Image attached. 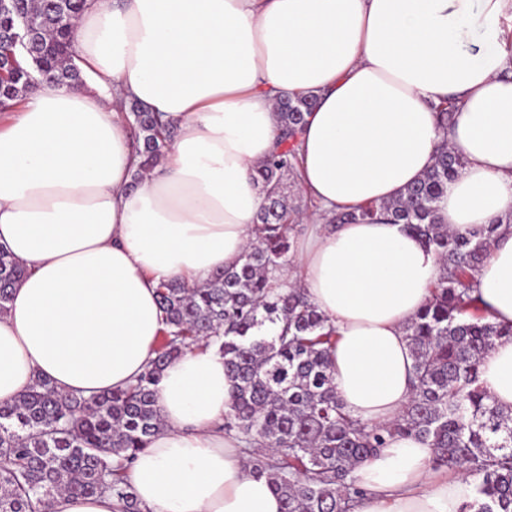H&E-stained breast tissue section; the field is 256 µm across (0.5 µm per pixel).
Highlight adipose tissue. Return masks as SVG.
Listing matches in <instances>:
<instances>
[{
	"label": "adipose tissue",
	"mask_w": 512,
	"mask_h": 512,
	"mask_svg": "<svg viewBox=\"0 0 512 512\" xmlns=\"http://www.w3.org/2000/svg\"><path fill=\"white\" fill-rule=\"evenodd\" d=\"M511 16L512 0H89L75 37L86 86L29 92L0 129V248L26 271L0 316V404L38 377L86 397L132 383L162 328L159 286L204 284L254 242L275 103L312 94L297 171L316 209L277 283L303 289L335 327L347 412L395 420L412 395L405 327L441 261L404 225L329 218L398 198L449 144L465 163L438 221L456 234L498 223L477 292L488 320L512 325ZM449 100L444 132L437 108ZM129 102L177 128L134 189ZM479 379L512 407V337L484 354ZM157 391L166 427L128 472L146 512H283L223 429V355L195 345ZM433 458L429 440L390 439L353 473L365 492L356 512H460L473 478Z\"/></svg>",
	"instance_id": "adipose-tissue-1"
}]
</instances>
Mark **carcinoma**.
Listing matches in <instances>:
<instances>
[{
    "label": "carcinoma",
    "instance_id": "carcinoma-1",
    "mask_svg": "<svg viewBox=\"0 0 512 512\" xmlns=\"http://www.w3.org/2000/svg\"><path fill=\"white\" fill-rule=\"evenodd\" d=\"M86 5L87 0H19L17 8L0 10V28L21 27L34 35L28 56L0 42L3 105L47 80L56 86L83 83L73 63V20ZM315 104L313 95L278 100L280 145L257 171L264 202L256 241L240 264L201 286L160 285L163 328L155 357L135 383L84 397L63 394L39 378L14 402L0 405V512H49L58 494L107 493L119 512H142L124 475L165 429L156 405L161 375L200 341L224 355L234 382L224 431L246 444L251 472L268 476L283 512H354L363 491L353 471L394 436L427 439L435 465L482 476L461 512H512V408L493 402L479 383L482 356L496 340L512 336V326L487 320L472 297L498 223L463 236L435 216V204L464 166L459 152L443 147L432 168L401 197L331 219L350 224L382 215L405 224L442 263L431 297L406 326L414 385L398 419L369 425L344 410L329 359L334 327L300 289L278 293L269 283L296 247L300 211L290 205L287 177L295 176L296 143ZM127 113L140 157L135 187L165 158L175 130L137 102ZM23 276L0 250V315Z\"/></svg>",
    "mask_w": 512,
    "mask_h": 512
}]
</instances>
